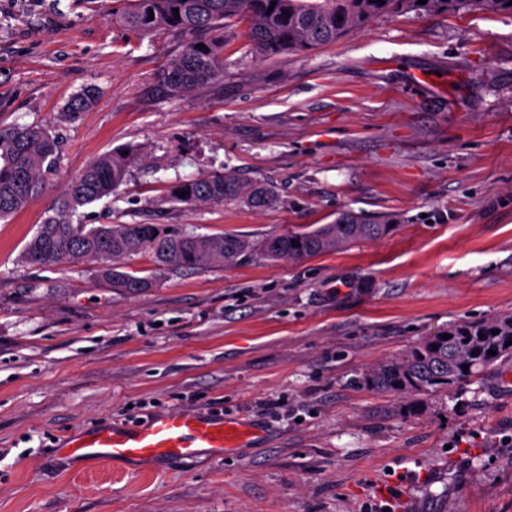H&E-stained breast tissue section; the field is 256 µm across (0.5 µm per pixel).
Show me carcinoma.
<instances>
[{"label": "carcinoma", "instance_id": "carcinoma-1", "mask_svg": "<svg viewBox=\"0 0 512 512\" xmlns=\"http://www.w3.org/2000/svg\"><path fill=\"white\" fill-rule=\"evenodd\" d=\"M512 13V0H131L121 19L137 35L176 31L193 36L161 71L174 94L206 84L224 72V37L230 22H244L253 50L266 58L336 43L382 15L415 12L424 15L460 12ZM198 33H211L203 40ZM204 48H198V45ZM95 97L91 86L66 103L64 116L73 121ZM133 153L110 151L89 163L72 179L53 204L36 233L25 244L22 258L36 265L59 261H104L100 277L112 288L131 294L152 287L148 277L135 276L122 263L147 253L158 269H201L233 263L254 249L269 259H303L332 252L363 239L389 233L388 224H374L352 213L312 231L279 234L253 243L237 235L209 236L175 231L162 224H116L90 227L74 222L78 208L101 200L125 178ZM58 163V141L36 126L0 127V218L26 207L46 190ZM186 195H181V192ZM171 203L237 201L249 208L277 202L273 186L218 172L172 185ZM297 246H292V241ZM450 338L431 336L406 353L384 360L364 376V384L396 395H431L476 376L502 358L512 357L509 319L464 322L448 329ZM496 354L491 355L489 351ZM468 370H463L464 365Z\"/></svg>", "mask_w": 512, "mask_h": 512}]
</instances>
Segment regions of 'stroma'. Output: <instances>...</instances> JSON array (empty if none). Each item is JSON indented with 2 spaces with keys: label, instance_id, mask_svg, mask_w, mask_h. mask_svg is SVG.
I'll list each match as a JSON object with an SVG mask.
<instances>
[{
  "label": "stroma",
  "instance_id": "1",
  "mask_svg": "<svg viewBox=\"0 0 512 512\" xmlns=\"http://www.w3.org/2000/svg\"><path fill=\"white\" fill-rule=\"evenodd\" d=\"M127 0H0V125L59 142L43 196L0 220V512H512V358L406 414L367 370L453 324L512 317V14L380 16L285 58L224 30V76L175 95L187 43L133 36ZM97 97L74 121L63 107ZM134 159L91 226L166 224L251 241L353 212L391 232L304 260L206 270L33 266L26 242L98 156ZM233 171L278 201H167ZM197 411L254 425L232 452L150 470L64 459V436ZM95 97V89L92 86L83 88L80 92L73 95L66 103L64 116L70 121L79 118L81 112H85Z\"/></svg>",
  "mask_w": 512,
  "mask_h": 512
}]
</instances>
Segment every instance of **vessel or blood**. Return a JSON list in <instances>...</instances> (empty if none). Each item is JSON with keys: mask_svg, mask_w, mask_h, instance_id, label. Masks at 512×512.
Masks as SVG:
<instances>
[{"mask_svg": "<svg viewBox=\"0 0 512 512\" xmlns=\"http://www.w3.org/2000/svg\"><path fill=\"white\" fill-rule=\"evenodd\" d=\"M250 428L189 413L168 412L133 427L106 425L65 440L67 457H89L107 465L115 459L151 462L189 460L208 450L224 454L250 440Z\"/></svg>", "mask_w": 512, "mask_h": 512, "instance_id": "b4317fda", "label": "vessel or blood"}]
</instances>
